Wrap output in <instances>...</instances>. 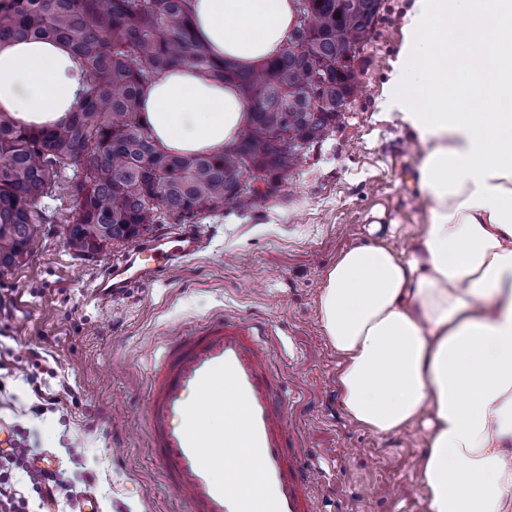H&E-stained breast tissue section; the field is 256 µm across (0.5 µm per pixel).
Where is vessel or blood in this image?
<instances>
[{
    "label": "vessel or blood",
    "instance_id": "obj_1",
    "mask_svg": "<svg viewBox=\"0 0 512 512\" xmlns=\"http://www.w3.org/2000/svg\"><path fill=\"white\" fill-rule=\"evenodd\" d=\"M203 245L195 228L141 242L111 262L93 297L124 294L176 269ZM290 402L257 322L220 315L167 342L150 372L146 417L157 465L189 512H317L311 485L320 468L301 459ZM218 415L220 433L210 429ZM242 455L254 463L247 492L216 476Z\"/></svg>",
    "mask_w": 512,
    "mask_h": 512
}]
</instances>
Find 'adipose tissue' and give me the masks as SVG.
Here are the masks:
<instances>
[{
  "instance_id": "adipose-tissue-1",
  "label": "adipose tissue",
  "mask_w": 512,
  "mask_h": 512,
  "mask_svg": "<svg viewBox=\"0 0 512 512\" xmlns=\"http://www.w3.org/2000/svg\"><path fill=\"white\" fill-rule=\"evenodd\" d=\"M192 13L212 53L247 69L279 54L297 19L295 0H192ZM85 81L62 42L0 45V111L19 125L64 121ZM142 103L175 155L222 152L248 110L235 85L190 66ZM385 105L424 151L427 224L409 255L357 245L326 272L319 318L343 406L380 434L425 420L429 512H512V0H414Z\"/></svg>"
}]
</instances>
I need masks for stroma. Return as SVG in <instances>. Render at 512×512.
Returning <instances> with one entry per match:
<instances>
[{
    "label": "stroma",
    "mask_w": 512,
    "mask_h": 512,
    "mask_svg": "<svg viewBox=\"0 0 512 512\" xmlns=\"http://www.w3.org/2000/svg\"><path fill=\"white\" fill-rule=\"evenodd\" d=\"M410 4L382 0L358 55L361 91L328 138L267 199L203 220L205 248L181 267L101 303L91 288L131 242L77 256L62 225L43 224L38 248L0 271V416L54 455L66 480L92 479L100 512H186L145 425L150 368L171 336L219 313L264 321L277 336L271 362L288 379L303 456L323 469L326 512H428L425 425L377 434L347 416L317 309L342 251L385 243L409 253L423 232L421 151L382 107ZM30 372L56 404L38 406Z\"/></svg>",
    "instance_id": "1"
}]
</instances>
